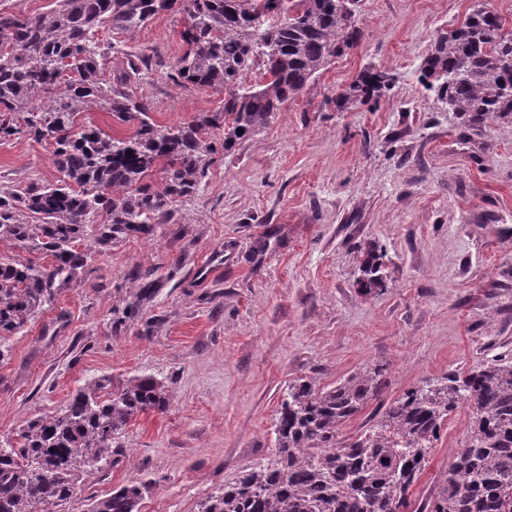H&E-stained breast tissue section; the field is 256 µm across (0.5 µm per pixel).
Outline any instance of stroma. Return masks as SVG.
Segmentation results:
<instances>
[{
  "label": "stroma",
  "mask_w": 512,
  "mask_h": 512,
  "mask_svg": "<svg viewBox=\"0 0 512 512\" xmlns=\"http://www.w3.org/2000/svg\"><path fill=\"white\" fill-rule=\"evenodd\" d=\"M477 0H361L358 43L231 151L216 149L173 220L95 256L81 282L11 337L0 361V438L66 406L104 376L151 375L171 407L126 426L111 467L89 474L68 512L136 479L138 512H198L200 502L269 457L280 404L302 377L332 385L383 368L379 397L349 424L371 425L406 389L512 359V115L450 112L419 81L433 40ZM183 15L161 12L130 34L99 31L151 67L134 82L156 124L220 111L219 89L174 75ZM373 67L394 87L378 103L337 111V91ZM52 148L0 140V190L54 182ZM380 253L381 287L358 284ZM153 271L145 320L113 328L132 267ZM463 407L442 427L413 489L423 503L471 425Z\"/></svg>",
  "instance_id": "1"
}]
</instances>
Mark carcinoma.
I'll return each mask as SVG.
<instances>
[{
  "label": "carcinoma",
  "mask_w": 512,
  "mask_h": 512,
  "mask_svg": "<svg viewBox=\"0 0 512 512\" xmlns=\"http://www.w3.org/2000/svg\"><path fill=\"white\" fill-rule=\"evenodd\" d=\"M360 0H182L186 49L174 81L224 90V108L176 126H160L130 84L150 56L139 54L101 79L112 49L96 37L108 27L132 33L177 0H56L35 16L0 10V140L24 133L54 145V183L0 194V244L46 255L51 264L0 254V360L8 337L49 308L61 287L77 283L96 255L129 236H148L173 219L172 205L197 190L213 151L210 129L224 126V151L262 130L332 59L351 48ZM272 23L258 25L267 14ZM485 5L440 35L421 77L448 111L482 121L512 114V35ZM260 70L257 81L246 75ZM389 75L368 67L336 93V109L377 101ZM101 109L132 134L76 117ZM243 132H237V129ZM160 168L161 185L145 179ZM152 272L134 267L118 327L143 314L156 292ZM379 367L334 386L301 378L288 386L271 456L208 495L199 512H410V489L430 463L440 430L461 405L472 425L435 493L419 512H512V361L427 381L394 399L364 430L344 428L376 399ZM173 391L153 376L116 386L81 385L55 415L25 421L0 441V512H66L88 474L112 465L134 417L163 411ZM145 484L130 481L94 499L88 512H138Z\"/></svg>",
  "instance_id": "cac0c4a2"
}]
</instances>
